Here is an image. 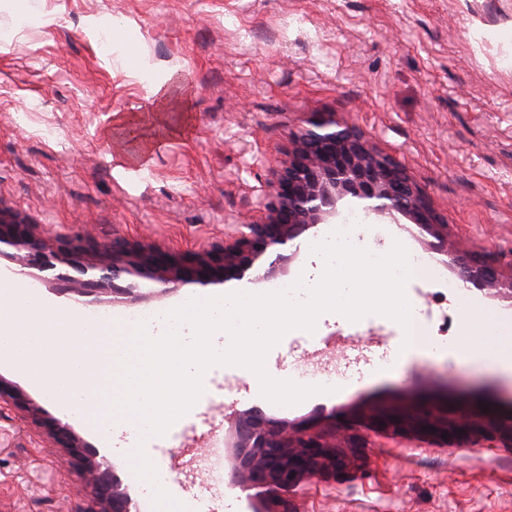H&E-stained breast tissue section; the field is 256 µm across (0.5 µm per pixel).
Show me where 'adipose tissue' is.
<instances>
[{
	"instance_id": "adipose-tissue-1",
	"label": "adipose tissue",
	"mask_w": 512,
	"mask_h": 512,
	"mask_svg": "<svg viewBox=\"0 0 512 512\" xmlns=\"http://www.w3.org/2000/svg\"><path fill=\"white\" fill-rule=\"evenodd\" d=\"M447 356L468 359L480 369L512 370V318L488 309L471 312Z\"/></svg>"
}]
</instances>
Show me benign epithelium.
<instances>
[{"mask_svg":"<svg viewBox=\"0 0 512 512\" xmlns=\"http://www.w3.org/2000/svg\"><path fill=\"white\" fill-rule=\"evenodd\" d=\"M293 151L272 183L268 219L263 224H242L229 244L212 247L182 258L152 245H100L91 249L95 259L86 262L79 250L56 254L61 262L86 277L89 285L112 283V292L133 294L140 290L137 279H146L168 290L192 284L200 288L236 282L253 284L271 277L288 260L285 251L299 248L297 240L308 229L326 224L336 215L337 203L350 198L364 209L380 215L401 214L429 231L437 239L435 251L448 262L459 264L465 282L485 286L499 282L489 266L458 263L448 248V236L434 231L437 220L429 210L422 190L389 155L359 133L343 128L336 120L317 117L309 127L291 132ZM10 254L21 272L56 268L46 258L43 242L30 225L7 221L0 215V255ZM338 432L358 423L376 434L414 435L430 443L453 445L462 441L498 439L512 447V417L491 415L475 418L467 414L448 416L430 404H420L408 413L387 412L350 418L334 414ZM238 462L231 470L233 483L248 497H260L259 512H288V492L309 473L336 474L345 467L336 452V440L286 420L261 415L239 417L235 422ZM56 441L69 454L83 461L91 476L98 512H133L134 504L100 471L112 468L107 461L85 458L83 446L67 425L53 424Z\"/></svg>","mask_w":512,"mask_h":512,"instance_id":"1","label":"benign epithelium"}]
</instances>
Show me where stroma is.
<instances>
[{
	"label": "stroma",
	"mask_w": 512,
	"mask_h": 512,
	"mask_svg": "<svg viewBox=\"0 0 512 512\" xmlns=\"http://www.w3.org/2000/svg\"><path fill=\"white\" fill-rule=\"evenodd\" d=\"M21 0H0V210L31 224L48 250L93 237L141 241L180 253L223 243L235 225L265 220L270 183L291 148L290 133L318 115L361 132L397 160L448 226L461 261L478 258L512 277V0H35L17 25ZM119 25L144 66L132 68L122 39L89 28ZM181 82V107L158 123L149 96L168 75ZM136 116L149 143L131 164L113 145L117 124ZM368 244L404 238L408 252L436 239L405 216L367 215ZM458 268L439 285L447 319L419 322L428 359L369 365L340 393L277 406L251 388L240 367L211 373L221 389L199 401L181 441L142 438L132 426L104 445L99 432L7 364L0 378L29 405L0 406V512H95L79 470L50 437L65 420L89 459H109L112 478L153 512L152 486L129 461L137 444L166 475V488L197 508L209 448L235 464L236 417L254 412L332 428L337 411L440 407L486 408L512 415V374L448 363L441 350L457 338L468 308L512 316V293L468 288L457 295ZM44 299L110 315L164 310L182 288L146 283L137 297L102 284L83 294L34 279ZM384 328L392 345L399 324L380 315L352 322L328 313L317 334H286L266 368L286 378L295 363L338 333ZM357 460L332 477L305 478L289 512H512V447L494 442L443 448L366 434Z\"/></svg>",
	"instance_id": "obj_1"
}]
</instances>
